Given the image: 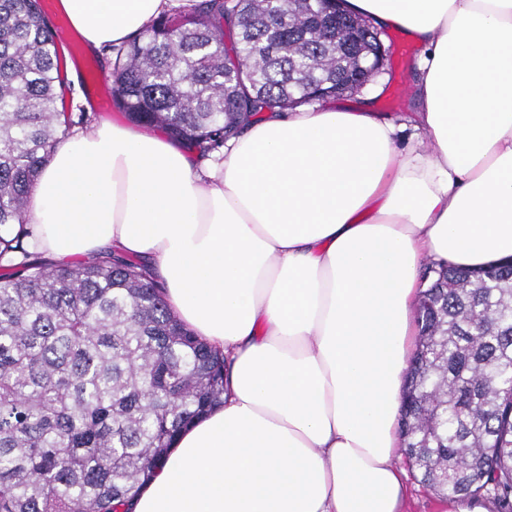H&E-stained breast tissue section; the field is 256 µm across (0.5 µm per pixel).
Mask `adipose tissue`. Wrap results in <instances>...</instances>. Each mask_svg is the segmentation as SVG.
<instances>
[{"mask_svg":"<svg viewBox=\"0 0 512 512\" xmlns=\"http://www.w3.org/2000/svg\"><path fill=\"white\" fill-rule=\"evenodd\" d=\"M186 0H59L95 50ZM418 44L429 151L371 98L243 123L221 160L153 131L68 136L27 202L51 263L142 258L224 354V402L132 512H404L398 415L429 262L512 259V0H345Z\"/></svg>","mask_w":512,"mask_h":512,"instance_id":"adipose-tissue-1","label":"adipose tissue"}]
</instances>
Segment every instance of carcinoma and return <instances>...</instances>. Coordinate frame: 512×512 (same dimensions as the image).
<instances>
[{
	"label": "carcinoma",
	"mask_w": 512,
	"mask_h": 512,
	"mask_svg": "<svg viewBox=\"0 0 512 512\" xmlns=\"http://www.w3.org/2000/svg\"><path fill=\"white\" fill-rule=\"evenodd\" d=\"M61 45L40 0H0V512H127L175 437L223 402L224 355L139 259L51 266L24 246L41 168L92 122L56 92ZM369 46L322 0H203L111 48V97L131 122L219 152L262 112L336 98ZM427 272L405 454L443 496L512 512V266Z\"/></svg>",
	"instance_id": "cac0c4a2"
}]
</instances>
